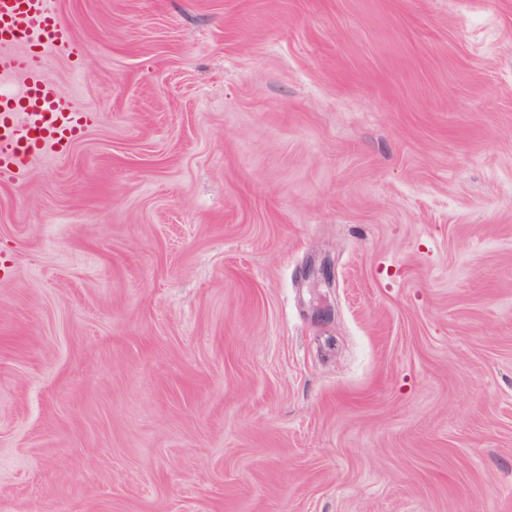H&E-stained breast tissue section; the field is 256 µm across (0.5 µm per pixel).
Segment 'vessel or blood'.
Returning <instances> with one entry per match:
<instances>
[{"label": "vessel or blood", "instance_id": "1", "mask_svg": "<svg viewBox=\"0 0 512 512\" xmlns=\"http://www.w3.org/2000/svg\"><path fill=\"white\" fill-rule=\"evenodd\" d=\"M82 52L55 0H0V177L18 181L39 155L65 153L93 120L45 76L49 57Z\"/></svg>", "mask_w": 512, "mask_h": 512}]
</instances>
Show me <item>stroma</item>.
I'll return each mask as SVG.
<instances>
[{"mask_svg": "<svg viewBox=\"0 0 512 512\" xmlns=\"http://www.w3.org/2000/svg\"><path fill=\"white\" fill-rule=\"evenodd\" d=\"M56 7L0 512H512V0Z\"/></svg>", "mask_w": 512, "mask_h": 512, "instance_id": "stroma-1", "label": "stroma"}]
</instances>
